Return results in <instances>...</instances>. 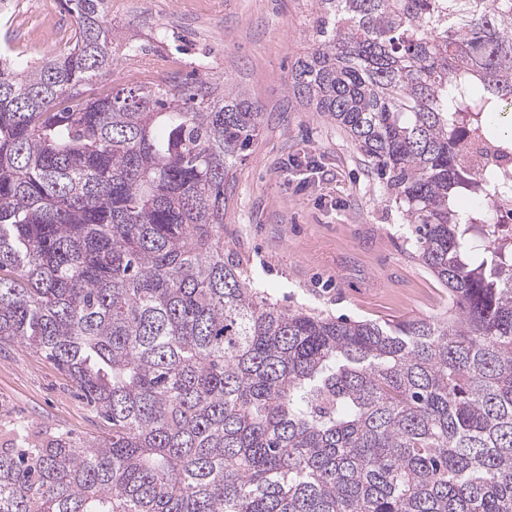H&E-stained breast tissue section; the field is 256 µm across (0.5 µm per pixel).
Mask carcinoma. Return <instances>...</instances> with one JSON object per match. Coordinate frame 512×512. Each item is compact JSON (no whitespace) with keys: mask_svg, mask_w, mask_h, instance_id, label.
<instances>
[{"mask_svg":"<svg viewBox=\"0 0 512 512\" xmlns=\"http://www.w3.org/2000/svg\"><path fill=\"white\" fill-rule=\"evenodd\" d=\"M110 0H66L68 51L0 57V344L111 427L12 423L0 512H512V0H309L298 102L368 158L457 313L381 325L289 309L225 257L224 211L263 112L218 78L105 97L139 49ZM479 230L494 261H470ZM459 147L465 160L471 164V170L475 175H480L488 165L494 164L511 172L512 176V148L508 154H505L499 145H488L470 135L459 139Z\"/></svg>","mask_w":512,"mask_h":512,"instance_id":"1","label":"carcinoma"}]
</instances>
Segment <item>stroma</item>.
Returning <instances> with one entry per match:
<instances>
[{
	"label": "stroma",
	"mask_w": 512,
	"mask_h": 512,
	"mask_svg": "<svg viewBox=\"0 0 512 512\" xmlns=\"http://www.w3.org/2000/svg\"><path fill=\"white\" fill-rule=\"evenodd\" d=\"M24 2L0 0V50L31 63L65 51L68 38L46 40ZM109 14L119 32L175 59L178 76L207 59L208 76L261 105L224 243L268 298L342 320L447 315V288L417 259L411 227L367 159L289 90L293 65L311 48L307 0H111ZM0 408L36 428L110 430L53 363L14 343L0 347Z\"/></svg>",
	"instance_id": "stroma-1"
}]
</instances>
